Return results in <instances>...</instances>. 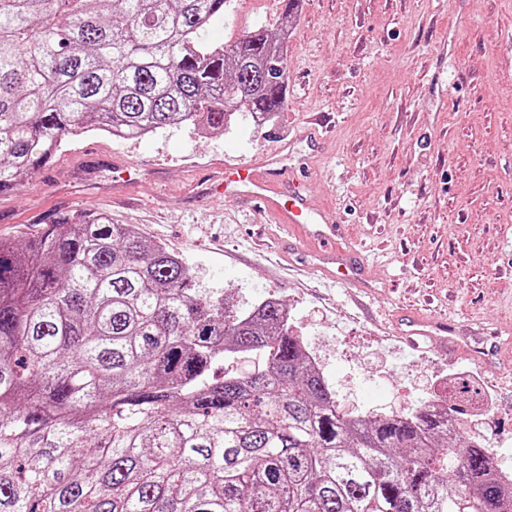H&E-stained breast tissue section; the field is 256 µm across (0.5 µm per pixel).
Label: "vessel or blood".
<instances>
[{
	"label": "vessel or blood",
	"instance_id": "obj_1",
	"mask_svg": "<svg viewBox=\"0 0 512 512\" xmlns=\"http://www.w3.org/2000/svg\"><path fill=\"white\" fill-rule=\"evenodd\" d=\"M279 161V156L273 155L258 167L242 163L225 165V191L265 205L283 229H299L302 242L315 245L314 253L319 259L315 270L321 277L359 284L358 262L350 257H337L332 250L337 216L315 206L305 188V172L293 174L288 188H285L288 198L280 200L279 191L283 188L277 180ZM395 333L405 337L412 348L418 347L420 339L426 338L439 348L455 347L462 357L483 363L493 361L498 355L496 347L471 345L467 337L458 335L454 323L446 318L408 315L396 323Z\"/></svg>",
	"mask_w": 512,
	"mask_h": 512
}]
</instances>
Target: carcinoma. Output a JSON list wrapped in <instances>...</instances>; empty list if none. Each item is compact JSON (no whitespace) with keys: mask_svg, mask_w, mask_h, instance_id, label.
I'll return each instance as SVG.
<instances>
[{"mask_svg":"<svg viewBox=\"0 0 512 512\" xmlns=\"http://www.w3.org/2000/svg\"><path fill=\"white\" fill-rule=\"evenodd\" d=\"M226 2L0 0V192L93 130L282 111L296 0L214 45ZM287 310L104 214L0 239V512H512L482 442L442 444L447 407L346 411Z\"/></svg>","mask_w":512,"mask_h":512,"instance_id":"obj_1","label":"carcinoma"}]
</instances>
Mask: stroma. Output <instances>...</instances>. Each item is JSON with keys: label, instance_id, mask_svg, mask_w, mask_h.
<instances>
[{"label": "stroma", "instance_id": "obj_1", "mask_svg": "<svg viewBox=\"0 0 512 512\" xmlns=\"http://www.w3.org/2000/svg\"><path fill=\"white\" fill-rule=\"evenodd\" d=\"M283 0H229L209 38L277 31ZM286 102L266 124L236 115L213 133L173 126L137 140H69L20 190L0 195V238L66 217L109 215L188 261L198 287L288 304L297 333L346 410L408 411L443 377L470 371L476 395L448 397L461 441L496 446L512 474V364L408 349L403 315L452 318L459 335L512 344V0H299ZM322 114L311 194L340 217L337 251L363 287L322 279L282 249V231L233 193L211 194L224 161L276 153ZM137 167L128 187L114 164Z\"/></svg>", "mask_w": 512, "mask_h": 512}]
</instances>
